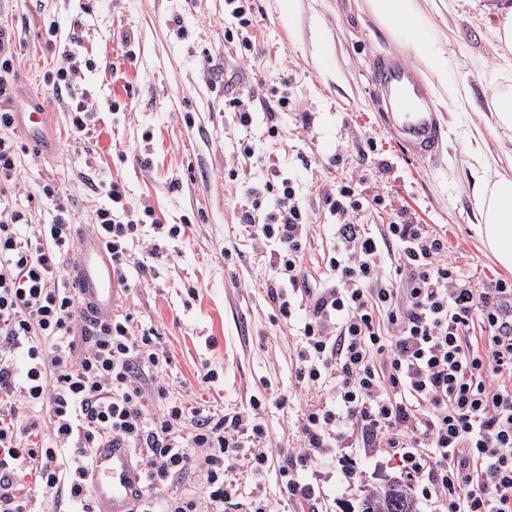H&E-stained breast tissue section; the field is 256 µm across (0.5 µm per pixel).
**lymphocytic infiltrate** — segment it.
<instances>
[{
	"instance_id": "obj_1",
	"label": "lymphocytic infiltrate",
	"mask_w": 512,
	"mask_h": 512,
	"mask_svg": "<svg viewBox=\"0 0 512 512\" xmlns=\"http://www.w3.org/2000/svg\"><path fill=\"white\" fill-rule=\"evenodd\" d=\"M81 67L52 80L71 114L77 145L95 138L93 107L71 96ZM11 40L0 28V512H37V498L65 512H94L88 477L93 449H128L142 476L132 512H272L245 492L238 469L259 476L273 450L261 422L263 399L229 412L176 392L170 358L154 330L113 311L89 320L68 265L77 254L72 200L53 182L13 206L21 158L13 109ZM88 231L112 256L120 288L144 262L128 250L139 226L123 221L125 189L101 188ZM333 217L326 278L302 272L312 213L292 178L250 187L237 221L252 245L269 248L267 286L277 317L304 311L295 370L300 440L280 474L293 501L320 498L298 477L331 448H377L398 456L438 512H512V279L487 284L449 263L448 241L426 224L397 218L369 229L387 210L365 175L323 182ZM51 200V223L32 216ZM24 380H17V373ZM193 476L199 494L168 493Z\"/></svg>"
}]
</instances>
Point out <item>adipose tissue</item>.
Wrapping results in <instances>:
<instances>
[{
	"instance_id": "adipose-tissue-1",
	"label": "adipose tissue",
	"mask_w": 512,
	"mask_h": 512,
	"mask_svg": "<svg viewBox=\"0 0 512 512\" xmlns=\"http://www.w3.org/2000/svg\"><path fill=\"white\" fill-rule=\"evenodd\" d=\"M363 3L376 19L410 46L434 75L447 73L450 61L447 56L433 51L421 24L416 0H363ZM489 155L483 134H476L470 150V158L478 171L472 187L475 218L494 261L512 269V173L491 162Z\"/></svg>"
}]
</instances>
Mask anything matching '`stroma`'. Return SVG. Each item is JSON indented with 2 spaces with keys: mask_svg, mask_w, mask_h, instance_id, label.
Segmentation results:
<instances>
[{
  "mask_svg": "<svg viewBox=\"0 0 512 512\" xmlns=\"http://www.w3.org/2000/svg\"><path fill=\"white\" fill-rule=\"evenodd\" d=\"M418 0L436 49L452 59L448 81L466 86L472 105L448 109L437 88L429 104L446 132L433 157L409 158L390 133L380 96L370 80L375 59L412 51L394 40L359 0H254L255 57L243 62L224 39V0H0V27L9 31L17 67L21 111L47 114L49 148L30 144L14 201L44 180L73 200L72 220L89 223L105 204L97 185L124 184L128 218L151 207L157 224L142 225L129 247L143 258L126 305L135 322L156 329L172 359L177 391L219 408L246 406L266 396L262 416L274 463L260 476L280 512H358L364 488L401 480L385 453L352 448L356 477L337 456H327L302 480L318 486V504L289 501L279 465L297 446L299 408L289 394L297 384L294 351L302 319L276 317L264 278L268 256L254 248L236 223L243 191L269 180L272 170L293 178L313 214L303 256L310 281L325 278L333 245V219L316 184L366 174L410 219L448 240V257L485 282L508 277L483 247L474 217L469 149L475 130L485 133L501 167H512V132L491 131L496 77L512 74L492 37L501 0ZM55 26L48 38L46 26ZM83 61L76 90L94 105L99 137L89 152L71 138L69 114L52 101L50 80L67 55ZM286 93L289 111L277 114L279 135L267 138V112L256 108L241 126L225 100L256 89ZM256 142L261 154L241 156ZM187 223L184 235L165 228ZM154 240L159 255H145ZM209 365L218 377L200 389L196 372Z\"/></svg>",
  "mask_w": 512,
  "mask_h": 512,
  "instance_id": "stroma-1",
  "label": "stroma"
}]
</instances>
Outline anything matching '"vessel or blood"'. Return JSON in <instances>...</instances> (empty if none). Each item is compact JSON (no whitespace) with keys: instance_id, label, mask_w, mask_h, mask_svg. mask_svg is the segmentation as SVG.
<instances>
[{"instance_id":"b4317fda","label":"vessel or blood","mask_w":512,"mask_h":512,"mask_svg":"<svg viewBox=\"0 0 512 512\" xmlns=\"http://www.w3.org/2000/svg\"><path fill=\"white\" fill-rule=\"evenodd\" d=\"M371 79L386 104V122L398 133L402 146L420 156L435 153L441 144L442 128L429 106L426 88L403 56L380 57ZM18 119L29 138L45 141V113L22 112ZM72 276L92 314L111 315L122 290L113 274L112 258L99 237L81 234L79 259ZM91 473L99 512H130L140 474L132 466L128 450L109 444L95 449Z\"/></svg>"}]
</instances>
